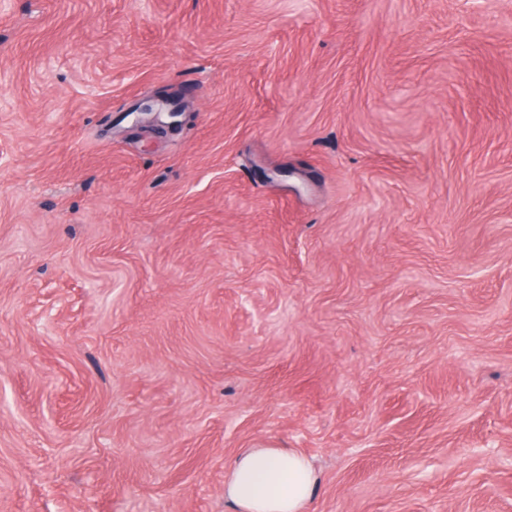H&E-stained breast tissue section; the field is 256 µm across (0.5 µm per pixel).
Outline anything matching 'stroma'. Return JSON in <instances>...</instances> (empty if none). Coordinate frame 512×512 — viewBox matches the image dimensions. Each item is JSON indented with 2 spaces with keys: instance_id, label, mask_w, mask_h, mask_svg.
Returning <instances> with one entry per match:
<instances>
[{
  "instance_id": "35a3bbf8",
  "label": "stroma",
  "mask_w": 512,
  "mask_h": 512,
  "mask_svg": "<svg viewBox=\"0 0 512 512\" xmlns=\"http://www.w3.org/2000/svg\"><path fill=\"white\" fill-rule=\"evenodd\" d=\"M258 445L512 512V0H0V512H234Z\"/></svg>"
}]
</instances>
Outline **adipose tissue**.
<instances>
[{
	"label": "adipose tissue",
	"instance_id": "obj_1",
	"mask_svg": "<svg viewBox=\"0 0 512 512\" xmlns=\"http://www.w3.org/2000/svg\"><path fill=\"white\" fill-rule=\"evenodd\" d=\"M305 456L282 448H251L227 470L224 496L238 512H304L317 488Z\"/></svg>",
	"mask_w": 512,
	"mask_h": 512
}]
</instances>
